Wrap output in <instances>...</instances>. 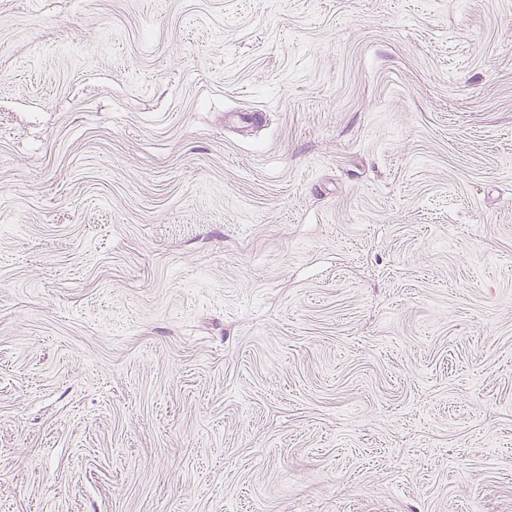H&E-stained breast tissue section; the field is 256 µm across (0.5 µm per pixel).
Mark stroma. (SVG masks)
Instances as JSON below:
<instances>
[{"instance_id":"1","label":"stroma","mask_w":512,"mask_h":512,"mask_svg":"<svg viewBox=\"0 0 512 512\" xmlns=\"http://www.w3.org/2000/svg\"><path fill=\"white\" fill-rule=\"evenodd\" d=\"M0 512H512V0H0Z\"/></svg>"}]
</instances>
